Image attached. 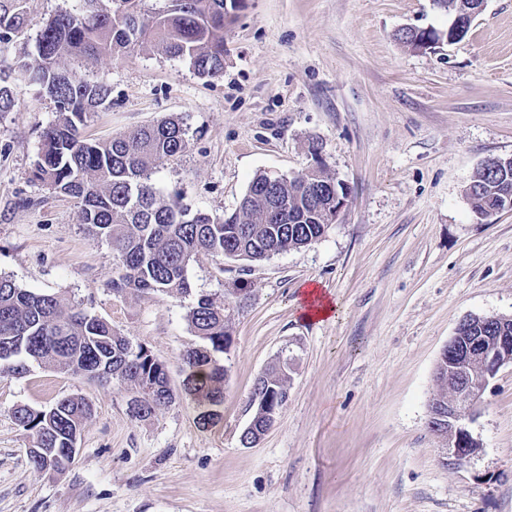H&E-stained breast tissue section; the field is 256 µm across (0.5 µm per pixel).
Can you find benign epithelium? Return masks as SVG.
<instances>
[{
    "label": "benign epithelium",
    "mask_w": 512,
    "mask_h": 512,
    "mask_svg": "<svg viewBox=\"0 0 512 512\" xmlns=\"http://www.w3.org/2000/svg\"><path fill=\"white\" fill-rule=\"evenodd\" d=\"M496 320V316L463 319L440 356L442 360L448 359V383L453 396L446 408L439 398L430 403V418L448 424V431L433 423L430 427L442 439L440 452L444 463L452 467L464 465L473 456L469 445L474 437L468 423L474 418L489 380L502 366L512 365V335L490 338L479 332V328Z\"/></svg>",
    "instance_id": "1"
}]
</instances>
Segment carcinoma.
I'll return each instance as SVG.
<instances>
[{"label":"carcinoma","instance_id":"1","mask_svg":"<svg viewBox=\"0 0 512 512\" xmlns=\"http://www.w3.org/2000/svg\"><path fill=\"white\" fill-rule=\"evenodd\" d=\"M114 0H78L72 10L49 17L36 38V53L18 63L27 83L39 87L54 103L56 118L42 132L35 177L56 193L79 204V221L105 240L119 261L106 286L112 293L186 294L187 270L198 255L260 261L308 246L325 233L327 205L340 181L325 161L312 174L273 182L266 174L249 183L231 215L191 212L178 193L167 197L152 184L157 162L188 147L187 128L178 116L164 118L126 135L93 139L84 134L94 115L112 108V89L87 77L69 62L114 58L135 49H156L189 63L201 78L224 74L226 0H171L165 10L143 8L145 0H125L117 17ZM442 8L473 21L470 0H442ZM26 24L24 0H0V41ZM15 103L14 88L0 79V112ZM465 194L479 219H487L512 199V161L480 168ZM231 314L207 296L198 298L187 321L194 336L211 349L190 348L182 355V390L197 409V422L212 426L221 419L227 370L210 351L230 343ZM48 363L100 384L117 381L133 394L132 417L147 421L175 400L165 365L145 346H137L112 325L87 314L62 294H37L0 275V374L21 376L28 362ZM288 361L278 360L256 379L250 405L254 413L245 433L255 446L275 424L288 401ZM92 413L84 397L58 400L45 410L20 406L15 421L28 432L35 448L33 469L66 470L64 449L78 439Z\"/></svg>","mask_w":512,"mask_h":512}]
</instances>
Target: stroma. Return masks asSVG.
<instances>
[{
	"instance_id": "stroma-1",
	"label": "stroma",
	"mask_w": 512,
	"mask_h": 512,
	"mask_svg": "<svg viewBox=\"0 0 512 512\" xmlns=\"http://www.w3.org/2000/svg\"><path fill=\"white\" fill-rule=\"evenodd\" d=\"M74 0H26L27 25L0 42V72L35 51L43 22ZM224 75L135 50L85 65L112 89L86 129L108 138L174 115L188 148L158 163L156 191L192 211L233 213L257 174L294 177L319 140L347 204L311 245L260 262L202 254L191 291L113 294L111 246L79 222L75 199L34 176L56 114L38 87L17 84L0 113V274L35 293H64L165 363L199 345L186 315L200 296L231 312L221 419L196 423L177 399L132 417L119 383L46 364L0 374V512H512V365L499 369L469 429L467 464L443 463L428 428L435 368L470 315L512 316V211L488 221L465 188L490 157L512 156V0H484L467 35L416 51L404 27L446 33L433 0H233ZM333 298L331 318L305 316L302 292ZM287 358L288 401L254 447L256 377ZM79 395L92 404L78 452L61 473L33 471L16 407Z\"/></svg>"
}]
</instances>
